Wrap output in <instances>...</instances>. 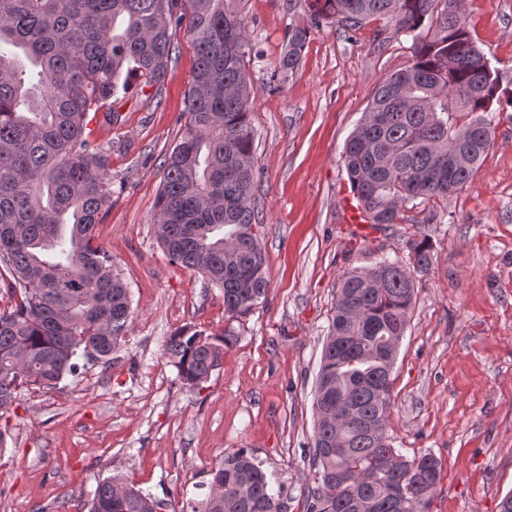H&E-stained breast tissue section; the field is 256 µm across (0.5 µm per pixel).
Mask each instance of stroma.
Returning a JSON list of instances; mask_svg holds the SVG:
<instances>
[{"instance_id": "obj_1", "label": "stroma", "mask_w": 512, "mask_h": 512, "mask_svg": "<svg viewBox=\"0 0 512 512\" xmlns=\"http://www.w3.org/2000/svg\"><path fill=\"white\" fill-rule=\"evenodd\" d=\"M477 46L512 91V0H461ZM256 99L254 228L267 294L249 314L224 315L219 288L169 261L156 233L164 160L178 142L196 53L173 33L160 88L130 78L118 118L90 124L110 153L112 204L95 241L112 255L133 322L111 366L90 365L55 388L24 390L0 412V512H81L118 475L176 507H201L211 469L246 449L304 512L315 470L312 390L339 280L382 259L409 264L428 239L432 266L392 372L388 433L406 457L433 454L441 476L430 512H498L512 492V108L494 113L495 141L473 180L450 198L403 207L370 235L340 219L350 189L344 144L378 83L409 66L413 41L373 18L359 30H312L298 66L281 72L288 0H243ZM191 326L234 328L237 341L203 388L181 384L162 354Z\"/></svg>"}]
</instances>
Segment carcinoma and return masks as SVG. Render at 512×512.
I'll return each mask as SVG.
<instances>
[{"label": "carcinoma", "instance_id": "cac0c4a2", "mask_svg": "<svg viewBox=\"0 0 512 512\" xmlns=\"http://www.w3.org/2000/svg\"><path fill=\"white\" fill-rule=\"evenodd\" d=\"M242 0H0V263L20 299L0 311V411L21 388H54L79 360L112 363L130 328L131 299L95 243L112 198L109 153L90 114L116 112L123 75L160 86L173 59L170 29L186 26L196 63L184 129L165 160L156 200L169 260L221 289L224 315L265 296L266 259L252 226L256 91ZM280 69L298 65L310 32L334 19L358 30L383 17L412 37L415 59L375 89L342 161L371 223L394 224L418 199L446 198L472 181L493 146L490 112L512 93L477 47L456 0H303ZM31 65L22 77L19 55ZM411 267L384 260L340 279L315 380L310 448L315 486L305 512H429L440 463L403 456L388 435L391 375L410 321V269L432 264L425 240ZM235 342L225 329L183 327L164 354L179 381L201 387ZM203 512H287L268 474L240 448L212 469ZM159 499L118 477L98 484L88 512H154Z\"/></svg>", "mask_w": 512, "mask_h": 512}]
</instances>
